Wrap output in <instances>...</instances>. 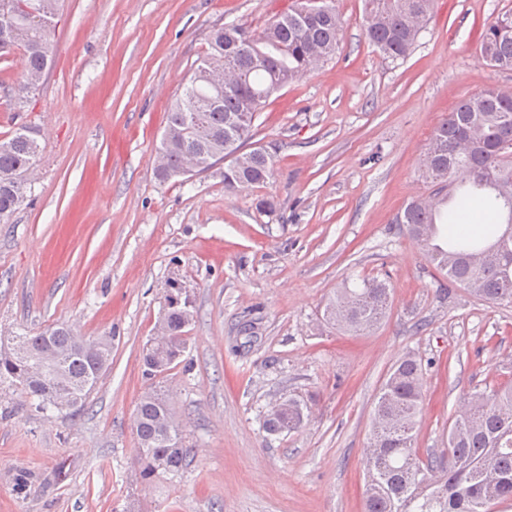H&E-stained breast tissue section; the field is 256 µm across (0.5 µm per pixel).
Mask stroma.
I'll return each mask as SVG.
<instances>
[{
    "mask_svg": "<svg viewBox=\"0 0 512 512\" xmlns=\"http://www.w3.org/2000/svg\"><path fill=\"white\" fill-rule=\"evenodd\" d=\"M293 3L64 0L52 66L24 104L25 56H0V139L26 124L43 149L25 203L0 223V342L62 324L112 338L79 414L0 383V512H364L371 411L400 357L425 368L422 458L447 450L463 395L512 381V304L440 297V274L395 221L458 100L512 92V71L480 56L512 0H435L397 62L366 39L363 0H335L336 54L254 121L248 145L274 154L272 178L241 191L218 167L158 179L166 113L211 31L263 30ZM368 274L391 286L385 319L363 335L326 325V298ZM174 296L193 311L186 350L151 380L142 351ZM153 385L189 454L180 475L145 480L134 415ZM290 397L307 405L302 427L267 434L264 413Z\"/></svg>",
    "mask_w": 512,
    "mask_h": 512,
    "instance_id": "stroma-1",
    "label": "stroma"
}]
</instances>
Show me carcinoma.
<instances>
[{
    "mask_svg": "<svg viewBox=\"0 0 512 512\" xmlns=\"http://www.w3.org/2000/svg\"><path fill=\"white\" fill-rule=\"evenodd\" d=\"M366 37L383 58H406L419 34L412 16L430 15L433 0H363ZM46 20L33 28L23 12L13 17L15 34L0 37V54L25 51L28 65L18 89L26 102L33 75L44 76L51 65V41L60 0H25ZM330 14L314 22L296 9L276 16L263 31L231 22L215 30L183 91L177 95L155 152L161 159L160 181L185 167L188 155L201 157L207 171L237 153L224 167V187L242 190L267 182L274 155L245 149L263 104L283 87L298 81L328 61L340 45L344 21L333 5ZM498 21L485 30L480 48L488 65L512 67V34H501ZM224 60V87L208 81L205 62ZM512 129V97L493 87L461 99L436 128L421 159L422 177L432 191L410 200L397 215L424 255L448 276V287L467 289L489 303H512V197L501 195V184L512 190V146L504 145L505 129ZM477 138L470 151L458 146L471 131ZM41 152L34 131L21 126L0 139V222L24 202L25 172ZM479 198L485 206L505 214L493 239L460 233L439 240L443 216L453 220L467 201ZM390 301L386 283L364 277L355 287L344 286L328 298L324 321L332 327L361 332L384 317ZM186 305L171 302L161 317L167 333L162 351L142 354L143 374L154 379L178 365L185 352L184 329L189 325ZM19 352L0 353V380L21 385L39 400V407L55 406L66 391L80 399L78 413L100 377L92 349L102 337L86 342L59 326L35 336H19ZM57 350L62 358L47 363L43 355ZM423 402V365L414 354L394 364L383 382L372 414L370 448L365 461V512H483L486 502L512 501V383L475 392L464 402L448 432V453L423 460L416 454L414 434ZM163 393L145 392L136 408V463L144 477L158 472L179 474L188 449ZM300 401L290 398L265 416L264 430L277 435L303 425Z\"/></svg>",
    "mask_w": 512,
    "mask_h": 512,
    "instance_id": "1",
    "label": "carcinoma"
}]
</instances>
